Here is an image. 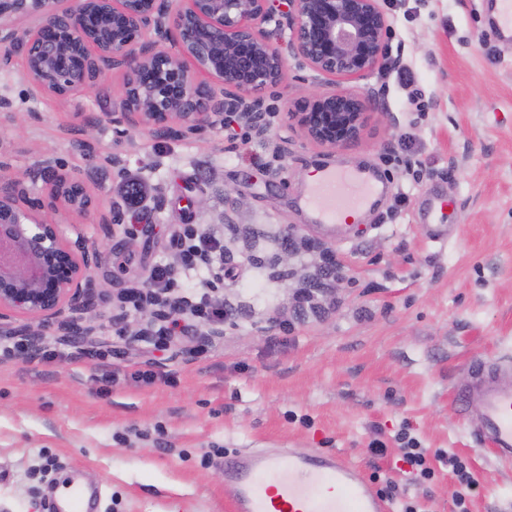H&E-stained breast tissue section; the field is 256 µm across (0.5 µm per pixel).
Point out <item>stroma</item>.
Segmentation results:
<instances>
[{"instance_id":"obj_1","label":"stroma","mask_w":512,"mask_h":512,"mask_svg":"<svg viewBox=\"0 0 512 512\" xmlns=\"http://www.w3.org/2000/svg\"><path fill=\"white\" fill-rule=\"evenodd\" d=\"M490 0H382L386 59L359 79L328 81L289 60L264 94L258 137L237 127L188 138L123 125L83 129L82 114L115 110L121 71L92 93L35 98L22 50L0 71V158L46 195L45 154L76 173L123 229L82 219L94 269L117 289L145 288L152 266L174 267L187 291L212 273L180 267L185 227L224 244L219 297L236 310L224 333H188L166 351L149 341L113 348L112 302L90 316L80 346L44 338L39 359L0 357V512H47L60 486L81 483L91 512H230L226 454L261 450L340 455L395 486L388 512H454L447 471L417 479L395 441L468 459L479 486L470 512H512V463L478 445L481 405L455 392L477 359L512 361V42L496 41ZM371 91L383 107L349 145L309 142L289 112L311 92ZM374 168L389 185L345 240L309 223L300 205L311 168ZM143 190L139 205L128 184ZM443 202L448 239L433 241L430 201ZM317 251L294 249L285 227ZM343 258L342 280H322V253ZM316 287L315 307H296ZM386 453H370L372 441Z\"/></svg>"}]
</instances>
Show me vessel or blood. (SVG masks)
Segmentation results:
<instances>
[{"mask_svg":"<svg viewBox=\"0 0 512 512\" xmlns=\"http://www.w3.org/2000/svg\"><path fill=\"white\" fill-rule=\"evenodd\" d=\"M493 33L512 40V0H491ZM384 190L366 169H324L304 193L313 224L342 227L348 214L372 204ZM476 396L482 405L472 432L495 458L512 462V364H477L456 391L458 402ZM233 512H387L385 501L359 466L321 453L252 452L224 459Z\"/></svg>","mask_w":512,"mask_h":512,"instance_id":"b4317fda","label":"vessel or blood"}]
</instances>
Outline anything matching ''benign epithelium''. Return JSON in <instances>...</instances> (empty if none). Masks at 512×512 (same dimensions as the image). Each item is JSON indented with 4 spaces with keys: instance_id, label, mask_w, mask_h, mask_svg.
Here are the masks:
<instances>
[{
    "instance_id": "benign-epithelium-1",
    "label": "benign epithelium",
    "mask_w": 512,
    "mask_h": 512,
    "mask_svg": "<svg viewBox=\"0 0 512 512\" xmlns=\"http://www.w3.org/2000/svg\"><path fill=\"white\" fill-rule=\"evenodd\" d=\"M32 26L19 33L16 22ZM276 23V31L262 24ZM390 31L380 0H288L285 20L274 0H0V70L24 53L22 77L34 97L78 98L107 72L124 80L119 111L96 123L121 124L158 137H190L234 116L264 134L263 91L279 85L294 58L316 75L360 78L384 55ZM277 43H272V39ZM377 105L367 93L316 92L291 117L318 145L342 147L357 139ZM49 203L30 199L24 180L0 160V335L24 337L28 355H40L50 332L78 343L92 335L86 318L109 290L92 275L105 253L81 236L69 237L70 215L95 213L98 223L121 224L53 156L39 162ZM49 208L61 219H48ZM159 296L151 320L173 312Z\"/></svg>"
}]
</instances>
